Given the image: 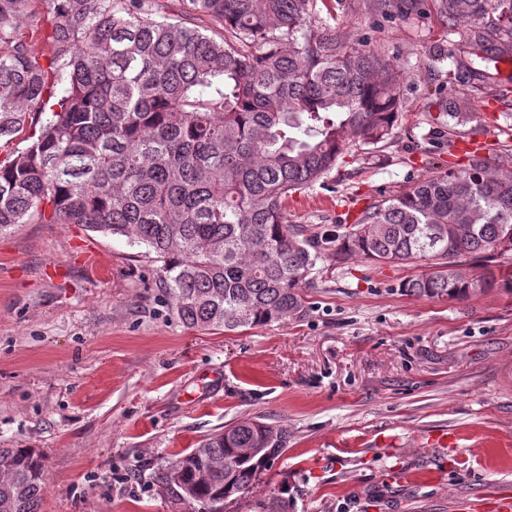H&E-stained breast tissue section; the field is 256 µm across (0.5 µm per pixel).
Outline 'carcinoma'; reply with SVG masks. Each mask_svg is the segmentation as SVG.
Returning a JSON list of instances; mask_svg holds the SVG:
<instances>
[{"label": "carcinoma", "mask_w": 512, "mask_h": 512, "mask_svg": "<svg viewBox=\"0 0 512 512\" xmlns=\"http://www.w3.org/2000/svg\"><path fill=\"white\" fill-rule=\"evenodd\" d=\"M30 0H0V233L78 224L145 245L177 319L254 328L303 317L318 263L361 257L421 263L399 285L417 296L493 287L466 259L512 255V170L471 156L311 236L286 202L328 175L346 144L392 134L397 65L318 20L316 0H45L47 64L18 20ZM448 34L478 64L512 54V0H439ZM44 114L30 145L17 140ZM253 448L257 453H250ZM288 448V432L243 420L208 435L154 479L197 512L249 496ZM34 448H0V512H39ZM260 512H292L282 488Z\"/></svg>", "instance_id": "obj_1"}]
</instances>
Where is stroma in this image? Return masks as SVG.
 I'll return each instance as SVG.
<instances>
[{
	"instance_id": "stroma-1",
	"label": "stroma",
	"mask_w": 512,
	"mask_h": 512,
	"mask_svg": "<svg viewBox=\"0 0 512 512\" xmlns=\"http://www.w3.org/2000/svg\"><path fill=\"white\" fill-rule=\"evenodd\" d=\"M317 8L341 39L393 57L402 107L387 140L350 144L289 197L290 223L335 230L348 209L466 165L463 141L495 138L494 164L512 169V72L449 56L435 0ZM451 98L466 124L449 126ZM158 267L75 224L0 234V448L43 453L41 512H194L154 472L256 416L287 427L288 448L227 512L282 485L293 512H497L512 496V291L406 295L422 267L330 260L303 289L305 318L224 331L177 320Z\"/></svg>"
}]
</instances>
